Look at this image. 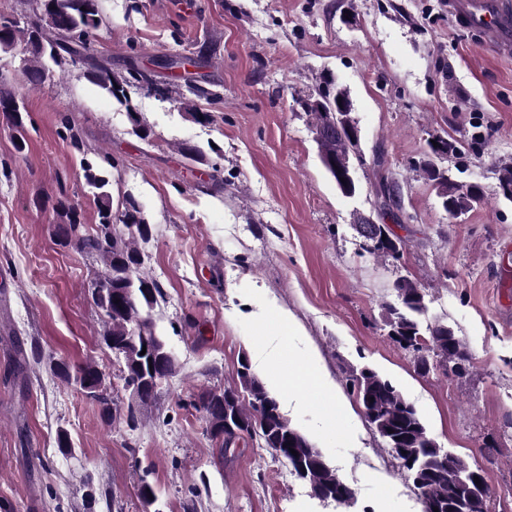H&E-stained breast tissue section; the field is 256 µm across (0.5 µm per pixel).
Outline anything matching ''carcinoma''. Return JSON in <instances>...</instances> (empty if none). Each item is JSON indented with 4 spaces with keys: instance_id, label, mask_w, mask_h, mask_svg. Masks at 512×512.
I'll return each mask as SVG.
<instances>
[{
    "instance_id": "carcinoma-1",
    "label": "carcinoma",
    "mask_w": 512,
    "mask_h": 512,
    "mask_svg": "<svg viewBox=\"0 0 512 512\" xmlns=\"http://www.w3.org/2000/svg\"><path fill=\"white\" fill-rule=\"evenodd\" d=\"M100 25L99 0H41L40 16L28 20L25 27H20L14 20L5 24L0 21V52H10L17 48L29 55V64L19 78L22 86L33 87L43 78L41 60L49 56L57 65L75 63L78 54L90 51L96 31ZM87 79L109 96L121 102L127 98L128 88L139 83L147 85L148 91L162 99L172 98L170 85H157L140 72L130 73L128 78L117 79L112 70L96 63L87 71ZM336 79L330 75L320 77L316 88L308 97L321 101L319 106L307 109L313 125L324 122L325 113L335 107ZM212 102L223 100L217 90L197 84L186 85V93L179 94V104L193 113L195 120L208 121L206 112L194 111V99ZM24 106L20 93L14 86L8 88L0 85V117L16 132L17 152L25 150L26 140ZM351 153L348 142L336 135H327L320 144L319 156H345ZM84 178L88 185L100 190L99 224L93 233L83 231L80 221L79 203L71 198L62 197L52 203V210L60 217L62 237L78 242L81 250L97 257L103 264L104 275L98 279L92 291V298L101 310L108 329L102 336L107 346L126 338L132 340L131 354L137 355V349L149 346L154 349L169 350L164 338L158 334L149 311L162 294L160 284L141 273V258L136 249V240L149 234V226L141 216L140 209L132 199L128 200L120 215H112V202L105 190L108 178L103 167L97 163H84ZM425 179L432 182L441 202L446 204L444 210L448 217L457 218L468 212L485 199L481 187L465 188L444 174H435L431 163L420 166ZM398 305H387L386 322L394 334L390 335L403 348L414 352H431L439 359L442 366L453 373H462L470 363L471 356L461 338H456L455 345L448 346V324L437 320L434 333H429L425 325L427 305L424 289L413 280L402 277L393 284ZM57 376L70 383L84 386V381L100 373L97 365L86 361L75 371L61 364L54 367ZM239 384L249 395L234 397V389H224V410H230L243 420L258 419L262 414L259 405L269 402L274 412L270 415L268 426H259L245 431V434L259 437L262 447L270 449L275 456L284 459L289 469L310 457L318 458V463L310 474V488L315 490H332L345 488L342 502H348L355 496L353 489L347 485L338 471L327 461L321 449L317 448L281 411L279 403L270 396L264 383L253 370L238 373ZM347 381L356 391L362 404L365 420L372 426L388 449L391 457L399 464L405 476H410L406 459L424 455L432 459L434 471L428 478L424 489L418 491L423 512H429L427 504L440 506L439 512H448V504L454 498V479L457 475L472 470L469 463L452 450L442 448L429 436L425 422L415 407L402 392L377 370L364 365L349 368ZM217 392L202 391L196 395L193 407L202 416H211L219 431L226 432L225 444L233 443L241 434L224 430V414L211 411V405ZM392 432L396 442L385 437ZM406 454H400V451ZM298 455H293V452Z\"/></svg>"
}]
</instances>
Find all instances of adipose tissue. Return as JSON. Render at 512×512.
Returning a JSON list of instances; mask_svg holds the SVG:
<instances>
[{
    "instance_id": "ef3b65f1",
    "label": "adipose tissue",
    "mask_w": 512,
    "mask_h": 512,
    "mask_svg": "<svg viewBox=\"0 0 512 512\" xmlns=\"http://www.w3.org/2000/svg\"><path fill=\"white\" fill-rule=\"evenodd\" d=\"M259 312L265 325L260 329L262 342L268 343V351L258 353L256 364L267 377V387L278 400H288L297 384H305L308 392L318 394L337 415L347 416L349 408L338 395L336 384L326 371L318 353L313 349L303 350L294 371L286 374H272L284 353L291 349L301 329L294 318L282 308L260 304Z\"/></svg>"
}]
</instances>
